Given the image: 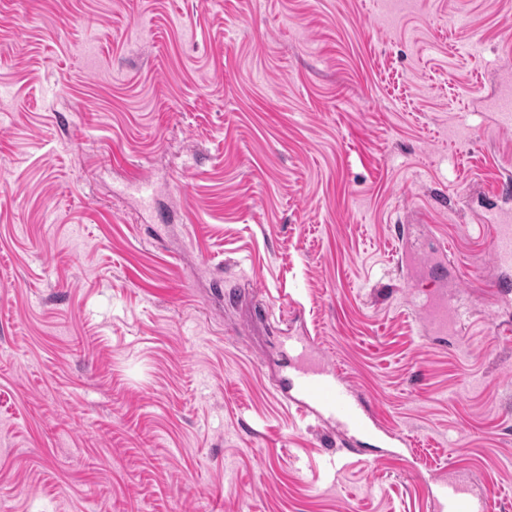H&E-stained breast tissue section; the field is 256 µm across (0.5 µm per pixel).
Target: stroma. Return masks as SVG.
<instances>
[{
    "instance_id": "obj_1",
    "label": "stroma",
    "mask_w": 512,
    "mask_h": 512,
    "mask_svg": "<svg viewBox=\"0 0 512 512\" xmlns=\"http://www.w3.org/2000/svg\"><path fill=\"white\" fill-rule=\"evenodd\" d=\"M509 82L512 0H0V512H512ZM302 331L406 458L276 400ZM510 221V218L504 216L498 224L488 226L493 239L494 263L507 271L512 269V225L508 224ZM431 501L436 512H485L484 499L476 498L456 483L439 481L431 488Z\"/></svg>"
}]
</instances>
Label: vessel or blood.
Wrapping results in <instances>:
<instances>
[{
    "instance_id": "vessel-or-blood-1",
    "label": "vessel or blood",
    "mask_w": 512,
    "mask_h": 512,
    "mask_svg": "<svg viewBox=\"0 0 512 512\" xmlns=\"http://www.w3.org/2000/svg\"><path fill=\"white\" fill-rule=\"evenodd\" d=\"M496 266L512 269V225L499 221L490 225ZM279 348L286 359V369L279 385V397L296 405L307 415L336 427L351 442L391 439L406 445L404 436L390 433L376 415L371 398L359 392L349 378L331 365L312 337H286ZM434 512H486L485 500L474 497L458 484L440 481L431 490Z\"/></svg>"
}]
</instances>
